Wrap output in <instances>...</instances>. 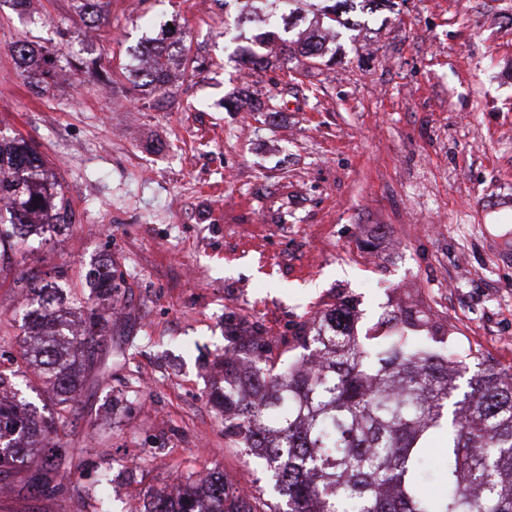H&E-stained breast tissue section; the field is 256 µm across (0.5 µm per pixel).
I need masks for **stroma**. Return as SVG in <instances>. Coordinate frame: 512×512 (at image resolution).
Instances as JSON below:
<instances>
[{
  "instance_id": "stroma-1",
  "label": "stroma",
  "mask_w": 512,
  "mask_h": 512,
  "mask_svg": "<svg viewBox=\"0 0 512 512\" xmlns=\"http://www.w3.org/2000/svg\"><path fill=\"white\" fill-rule=\"evenodd\" d=\"M73 4L0 0V134L33 141L74 211L0 260V329L21 351V273L61 270L79 289L108 261L121 314L107 345L125 357L89 379L63 493L0 496V512H94L87 490L105 477L108 512H129L206 468L276 502L209 401L230 323L261 325L291 362L302 325L332 307L361 329L414 308L512 369V212L498 207L512 198V0H387L330 40V62L256 71L237 56L256 31L240 0H109L95 29ZM167 23L202 69L139 97L121 65ZM18 40L57 56L42 94Z\"/></svg>"
}]
</instances>
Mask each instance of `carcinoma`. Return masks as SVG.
Returning a JSON list of instances; mask_svg holds the SVG:
<instances>
[{
    "instance_id": "obj_1",
    "label": "carcinoma",
    "mask_w": 512,
    "mask_h": 512,
    "mask_svg": "<svg viewBox=\"0 0 512 512\" xmlns=\"http://www.w3.org/2000/svg\"><path fill=\"white\" fill-rule=\"evenodd\" d=\"M374 13L385 0H313L315 29L289 41L316 64L329 48L320 25L352 30L359 25L353 3ZM300 0H244L242 18L280 14L281 32L302 17L286 8ZM103 0H75L87 24L103 20ZM147 67L125 65L144 94L166 93L171 65L197 70L200 63L181 33L166 29L152 40ZM10 52L23 65L27 83L44 90L57 62L47 48L25 40ZM251 69L272 61L249 50ZM74 212L62 187L49 177V162L24 137L0 138V257L29 238L73 224ZM59 271H29L16 288L34 302L26 314L37 346L13 360L15 373L28 370L53 388L55 413L39 419L17 398L10 377L0 372V482L27 471L25 488L54 495L71 474L75 452L64 441L88 375L107 371L99 355L112 336V308L101 301L119 291L112 264L85 275L88 293L57 285ZM354 311L336 306L297 336L306 354L281 360L279 344L255 325L243 335L224 331V433L266 464L277 503L250 492L232 494L221 476L210 482L191 472L180 479L177 502L154 495L149 512H512V373L481 353L458 350L432 331L421 310L388 311L359 335ZM436 449L443 466L424 469L425 451ZM443 490L430 496L423 482Z\"/></svg>"
}]
</instances>
